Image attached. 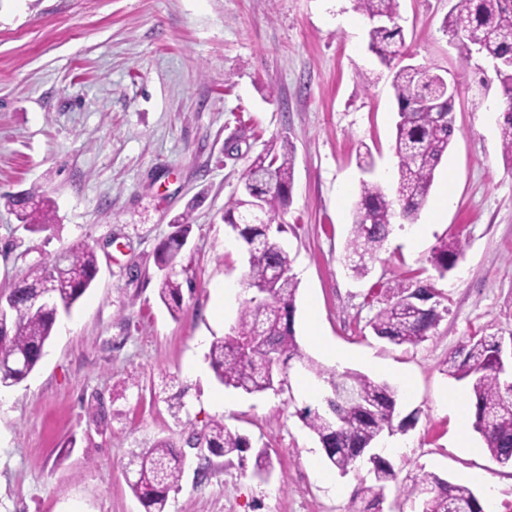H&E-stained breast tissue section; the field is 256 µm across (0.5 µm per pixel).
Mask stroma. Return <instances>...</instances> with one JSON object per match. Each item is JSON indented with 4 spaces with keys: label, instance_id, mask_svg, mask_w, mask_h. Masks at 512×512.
<instances>
[{
    "label": "stroma",
    "instance_id": "stroma-1",
    "mask_svg": "<svg viewBox=\"0 0 512 512\" xmlns=\"http://www.w3.org/2000/svg\"><path fill=\"white\" fill-rule=\"evenodd\" d=\"M452 0H399L403 65H427L456 87L457 132L416 223L396 220L366 277L345 266L359 184L360 145L373 179L392 186L398 119L393 71L367 49L368 20L353 0H0V289L38 262L83 242L98 274L59 317L44 356L0 392V512H144L125 479L133 454L166 438L184 449L167 512H349L367 465L336 475L295 414L305 402L292 365L283 391L245 395L219 384L208 353L238 316L248 265L223 220L243 177L269 146L295 149L292 194L277 239L298 282L295 331L311 345L310 301L324 337L351 352L349 369L378 381L408 373L416 413L406 432L381 436L377 453L400 476L422 472L471 486L494 484L496 512H512V467L478 446L458 448L451 400L466 394L445 363L471 335L512 336V168L502 158V90L490 61L462 63L442 29ZM451 201L431 221L433 200ZM32 192L52 200L54 225L24 230L10 204ZM192 229L179 269L193 288L172 318L156 298L159 244L175 216ZM427 232L419 246L415 224ZM464 256L446 275L429 257L443 239ZM430 280L445 312L431 336L397 346L372 332L399 292ZM235 305L217 311L220 288ZM224 396L223 408L210 403ZM101 400L100 422L87 407ZM249 438L243 459H200L186 440L210 420ZM275 462L253 474L257 450Z\"/></svg>",
    "mask_w": 512,
    "mask_h": 512
}]
</instances>
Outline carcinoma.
<instances>
[{"label":"carcinoma","instance_id":"cac0c4a2","mask_svg":"<svg viewBox=\"0 0 512 512\" xmlns=\"http://www.w3.org/2000/svg\"><path fill=\"white\" fill-rule=\"evenodd\" d=\"M354 8L369 20L386 17L385 26L371 25L369 49L381 62L391 65L403 54V29L398 24V0H353ZM443 28L461 50L462 61L477 52L492 60L512 58V0H454ZM506 108L499 124L502 156L512 167V69L496 70ZM392 88L398 106L393 144L397 159V183L389 196L377 182L363 180L356 203L354 224L347 243V265L357 276L368 273L378 260L393 221H414L426 203L435 172L448 151L455 132V97L448 95L445 78L428 66H406L397 70ZM294 150L283 141L281 153L258 156L244 175L240 196L224 210V223L242 243L248 261L247 288L251 296L243 302L230 333L215 339L209 360L216 379L226 388L246 394L278 392L286 381V370L296 361L314 372L327 386L324 407L304 406L297 415L317 439L329 465L345 475L357 462L371 465L374 483L358 487L351 512H373L383 500L387 483L398 482V473L384 458L369 455L370 448L386 432L415 424L416 414L400 416L396 388L386 382L345 370L336 372L319 366L297 342L294 329L298 282L291 274L292 260L272 231L278 209L290 197ZM25 230L38 232L54 222L47 198L33 193L13 199ZM262 223H242L255 206ZM173 231L157 249L155 262L164 271L158 298L172 316L183 312V283L176 271L177 258L186 244L189 215L173 220ZM463 255L459 241L443 240L429 258L445 275ZM98 273L94 249L76 244L63 252V262L53 260L33 265L28 273L0 298L11 302L0 318V386L10 387L27 378L40 362L59 316L71 312L91 288ZM52 295L45 296L49 284ZM424 286L404 290L383 307L371 322L376 336L396 345L425 341L442 319L439 306H425L419 294ZM502 338L495 334L470 336L447 361L449 377L465 380L472 392L473 429L481 435L486 451L503 465L512 466V387L504 383L496 368ZM212 455H238L251 447L249 439L231 430L222 419L210 421L193 433ZM139 478L129 483L145 512H167L168 493L179 486L184 456L173 442L157 440L138 456ZM272 457L256 453L253 475L272 473ZM417 500V512H484L481 500L467 485L452 483L424 473L404 488Z\"/></svg>","mask_w":512,"mask_h":512}]
</instances>
